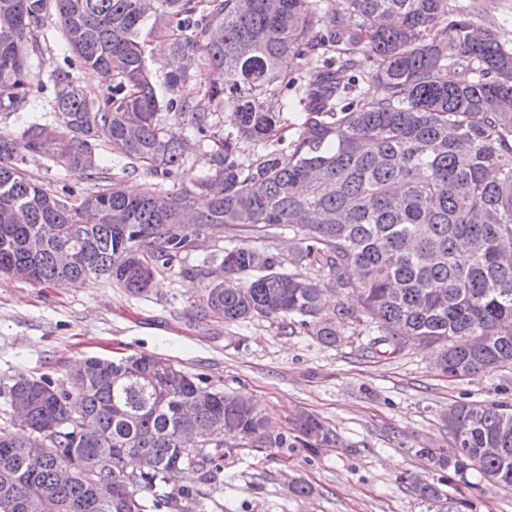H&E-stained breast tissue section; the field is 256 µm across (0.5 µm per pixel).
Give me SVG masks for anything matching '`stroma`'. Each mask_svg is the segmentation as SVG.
I'll use <instances>...</instances> for the list:
<instances>
[{"label": "stroma", "mask_w": 512, "mask_h": 512, "mask_svg": "<svg viewBox=\"0 0 512 512\" xmlns=\"http://www.w3.org/2000/svg\"><path fill=\"white\" fill-rule=\"evenodd\" d=\"M453 2L468 12L476 29L495 28L512 43V0ZM40 43L30 65L43 88L0 119V127L17 131L33 122H57L50 75L63 66L67 45L55 14H48ZM161 119L189 142L170 178L114 154L108 144L98 146L100 169L129 193L194 190L211 173L213 144L198 141L189 117L165 112ZM304 119V113L283 112L280 131L265 142L238 137L230 109L217 110L210 122L235 137L236 160L248 167L289 147ZM24 169L54 189L97 187L37 155L28 157ZM246 238L226 227L193 237L181 262L158 270L143 297L99 278L47 288L0 276V420L9 415L7 389L18 375L46 374L59 383L68 366L91 356L153 353L211 387L251 400L268 436L288 437L284 446L269 448L225 436L221 473L205 487L207 512H448L460 499L467 503L463 512H512V490L490 487L475 468L462 476L436 468L420 454L424 448L452 450L441 421L449 405L512 406V366L451 380L439 371L432 348L416 341L398 352L387 345L370 347L364 326L351 319L338 321L336 345L325 346L266 318L233 323L200 318L195 304L205 283L196 266L220 262L226 248ZM300 411L317 415L334 443L310 453L292 430ZM419 479L446 491L447 503L421 498L415 488ZM296 480L311 486L310 496L292 492Z\"/></svg>", "instance_id": "stroma-1"}]
</instances>
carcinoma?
<instances>
[{
    "mask_svg": "<svg viewBox=\"0 0 512 512\" xmlns=\"http://www.w3.org/2000/svg\"><path fill=\"white\" fill-rule=\"evenodd\" d=\"M50 8L71 56L51 74L57 126L0 129V276L23 272L48 287L97 277L142 296L191 231L270 239L286 227L293 264L355 297L338 314L365 324L373 344L434 346L450 378L512 365V46L495 30L475 36L448 0H0V115L41 88L28 59ZM149 20V33L170 40L167 99L148 67ZM441 25L452 58L434 35ZM199 55L204 98L181 102L173 94ZM286 56L303 75L295 99L274 108L264 96ZM82 68L102 74L106 91L91 96L73 76ZM223 107L254 141L275 135L285 108L307 118L288 152L245 169L231 138L212 131L209 116ZM163 110L190 114L215 140L214 174L197 192L130 196L115 179L52 191L21 168L37 154L96 179L104 141L166 178L186 143L161 124ZM65 248L80 255L68 268L58 264ZM196 275L207 281L197 303L206 319L264 317L336 344L318 277L285 269L277 251L245 240ZM7 396L24 420L0 425V512L28 498L42 512H206L224 426L265 437L252 403L147 353L89 357L67 387L21 374ZM444 423L452 453L423 454L512 488V409L454 403ZM293 430L312 452L333 441L311 413ZM103 481L109 501L97 496Z\"/></svg>",
    "mask_w": 512,
    "mask_h": 512,
    "instance_id": "carcinoma-1",
    "label": "carcinoma"
}]
</instances>
